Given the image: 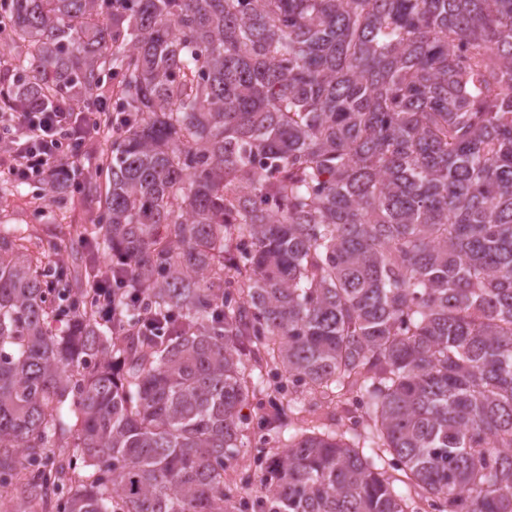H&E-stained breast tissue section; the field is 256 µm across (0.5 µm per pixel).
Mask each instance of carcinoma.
<instances>
[{
	"label": "carcinoma",
	"mask_w": 512,
	"mask_h": 512,
	"mask_svg": "<svg viewBox=\"0 0 512 512\" xmlns=\"http://www.w3.org/2000/svg\"><path fill=\"white\" fill-rule=\"evenodd\" d=\"M3 8L8 110L104 112L109 73L117 99L104 224L45 266L0 232V499L22 476L26 512H230L248 356L288 381L273 429L295 389L361 402L288 434L257 512H418L394 471L512 512V0Z\"/></svg>",
	"instance_id": "obj_1"
}]
</instances>
